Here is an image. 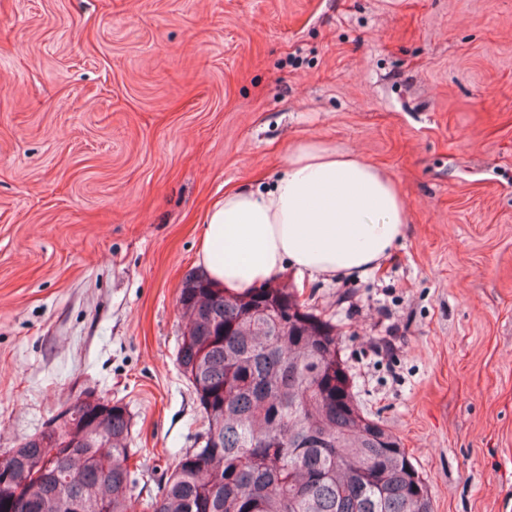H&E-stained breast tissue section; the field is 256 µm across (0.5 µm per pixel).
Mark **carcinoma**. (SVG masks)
Returning a JSON list of instances; mask_svg holds the SVG:
<instances>
[{
    "label": "carcinoma",
    "instance_id": "1",
    "mask_svg": "<svg viewBox=\"0 0 512 512\" xmlns=\"http://www.w3.org/2000/svg\"><path fill=\"white\" fill-rule=\"evenodd\" d=\"M177 351L205 419L153 512H432L400 439L363 412L336 325L271 280L229 294L190 273ZM130 417L94 408L67 433L72 469L38 466L36 438L0 453V512H136ZM96 472L81 477L82 463Z\"/></svg>",
    "mask_w": 512,
    "mask_h": 512
}]
</instances>
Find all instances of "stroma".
Listing matches in <instances>:
<instances>
[{"instance_id": "stroma-1", "label": "stroma", "mask_w": 512, "mask_h": 512, "mask_svg": "<svg viewBox=\"0 0 512 512\" xmlns=\"http://www.w3.org/2000/svg\"><path fill=\"white\" fill-rule=\"evenodd\" d=\"M307 139L408 220L366 276L277 281L433 512H512V0H0V452L122 405L152 512L204 431L176 361L204 213Z\"/></svg>"}]
</instances>
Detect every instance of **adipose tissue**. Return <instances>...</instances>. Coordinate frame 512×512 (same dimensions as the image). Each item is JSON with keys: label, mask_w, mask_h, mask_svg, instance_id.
I'll list each match as a JSON object with an SVG mask.
<instances>
[{"label": "adipose tissue", "mask_w": 512, "mask_h": 512, "mask_svg": "<svg viewBox=\"0 0 512 512\" xmlns=\"http://www.w3.org/2000/svg\"><path fill=\"white\" fill-rule=\"evenodd\" d=\"M406 211L381 169L307 140L289 151L271 186L231 189L212 203L197 261L229 293L258 287L287 266L312 277L361 276L392 247Z\"/></svg>", "instance_id": "obj_1"}]
</instances>
